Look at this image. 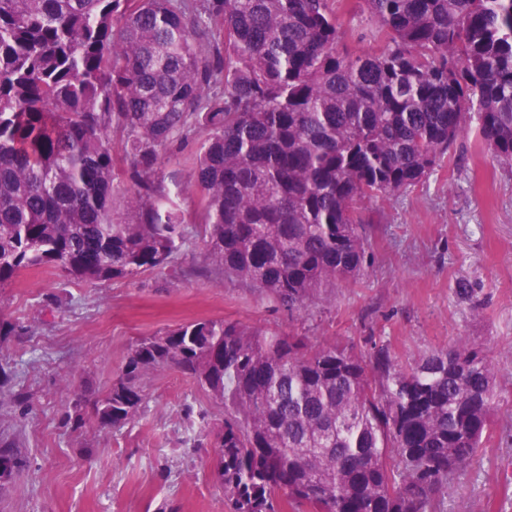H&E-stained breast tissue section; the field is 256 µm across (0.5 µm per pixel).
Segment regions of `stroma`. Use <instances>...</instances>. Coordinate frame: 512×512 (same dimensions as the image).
Instances as JSON below:
<instances>
[{
  "mask_svg": "<svg viewBox=\"0 0 512 512\" xmlns=\"http://www.w3.org/2000/svg\"><path fill=\"white\" fill-rule=\"evenodd\" d=\"M202 133L178 152L184 243L174 271L91 285L55 268L0 291V368L13 395L0 438L16 439L25 468L0 490V512H231L207 461V425L224 408L175 368L148 375L130 423L64 421L74 389L105 393L139 337L200 317L222 318L401 358L465 338L497 377L493 435L454 480L441 512H512V169L477 146L474 129L449 161L403 195L370 206L367 273L288 311L267 292L211 273L193 184ZM476 290L460 300L458 281Z\"/></svg>",
  "mask_w": 512,
  "mask_h": 512,
  "instance_id": "obj_1",
  "label": "stroma"
}]
</instances>
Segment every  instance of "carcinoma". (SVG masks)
Segmentation results:
<instances>
[{
  "label": "carcinoma",
  "mask_w": 512,
  "mask_h": 512,
  "mask_svg": "<svg viewBox=\"0 0 512 512\" xmlns=\"http://www.w3.org/2000/svg\"><path fill=\"white\" fill-rule=\"evenodd\" d=\"M473 120L512 168V0H0V288L46 267L102 284L170 266L185 220L164 167L204 131L210 271L300 311L366 275L358 204L419 184ZM166 367L224 406L209 465L233 512H278L285 489L291 512H440L491 438L495 368L476 344L403 361L222 319L138 339L66 423L88 407L102 428L132 421ZM24 464L0 441V487Z\"/></svg>",
  "instance_id": "cac0c4a2"
}]
</instances>
